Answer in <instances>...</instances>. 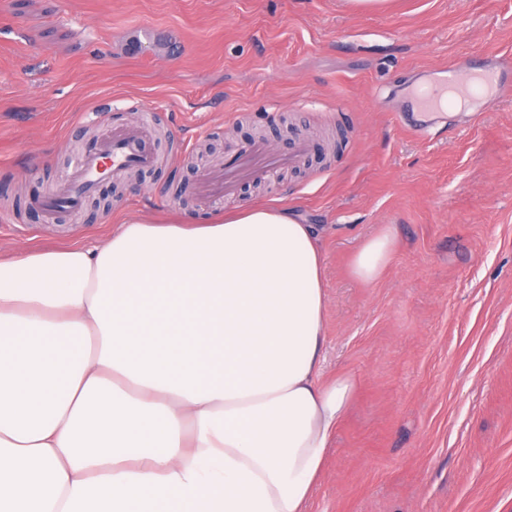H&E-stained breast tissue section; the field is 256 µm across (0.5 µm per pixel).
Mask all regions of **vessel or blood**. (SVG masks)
Masks as SVG:
<instances>
[{
	"label": "vessel or blood",
	"mask_w": 512,
	"mask_h": 512,
	"mask_svg": "<svg viewBox=\"0 0 512 512\" xmlns=\"http://www.w3.org/2000/svg\"><path fill=\"white\" fill-rule=\"evenodd\" d=\"M447 73L445 84L422 93L420 100L425 110L441 112L444 96L451 93L487 105L512 94V60L503 57L488 61L484 68L474 71L460 58L448 66ZM269 160L264 143L252 141L241 146L225 164L229 177L222 184L224 192L234 190V174L244 172L255 178L261 177ZM156 161L155 154L146 147L139 132L128 131L113 136L80 157L57 193L39 200L38 205L46 219H53L58 209L80 206L104 177L132 169H148Z\"/></svg>",
	"instance_id": "b4317fda"
}]
</instances>
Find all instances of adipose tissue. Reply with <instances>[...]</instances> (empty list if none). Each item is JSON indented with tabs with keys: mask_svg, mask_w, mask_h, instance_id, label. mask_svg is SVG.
Listing matches in <instances>:
<instances>
[{
	"mask_svg": "<svg viewBox=\"0 0 512 512\" xmlns=\"http://www.w3.org/2000/svg\"><path fill=\"white\" fill-rule=\"evenodd\" d=\"M327 308L286 207L0 256V512H308L355 388L322 375Z\"/></svg>",
	"mask_w": 512,
	"mask_h": 512,
	"instance_id": "1",
	"label": "adipose tissue"
}]
</instances>
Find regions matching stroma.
I'll use <instances>...</instances> for the list:
<instances>
[{
	"label": "stroma",
	"mask_w": 512,
	"mask_h": 512,
	"mask_svg": "<svg viewBox=\"0 0 512 512\" xmlns=\"http://www.w3.org/2000/svg\"><path fill=\"white\" fill-rule=\"evenodd\" d=\"M490 51L512 54V0H0V253L95 242L114 213L293 208L322 231V372L357 384L309 512H512V97L399 125L439 66ZM146 107L158 165L44 223L33 199ZM255 140L308 151L202 194ZM395 248L396 241L391 229L384 227L368 238L354 256L352 276L364 283L377 281L390 263Z\"/></svg>",
	"instance_id": "35a3bbf8"
}]
</instances>
